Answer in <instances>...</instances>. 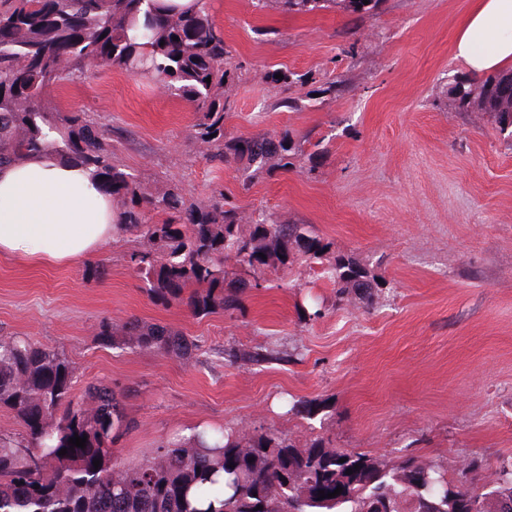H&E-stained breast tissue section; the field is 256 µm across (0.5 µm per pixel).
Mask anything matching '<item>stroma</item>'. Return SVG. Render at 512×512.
I'll return each instance as SVG.
<instances>
[{
  "label": "stroma",
  "instance_id": "obj_1",
  "mask_svg": "<svg viewBox=\"0 0 512 512\" xmlns=\"http://www.w3.org/2000/svg\"><path fill=\"white\" fill-rule=\"evenodd\" d=\"M472 0H381L359 18L342 5L288 13L257 0H209L225 60L231 136L290 130L323 139L315 176L278 171L239 189L192 141L196 114L163 84L101 70L54 90L61 112L82 111L106 130L114 161L143 192L178 185L193 201L223 193L244 212L273 211L315 225L332 251L355 257L386 287L371 306L336 303L305 265L249 292L246 312L197 320L151 302L127 266L134 239L65 265L0 256V335L62 349L72 394L97 378L127 387L137 429L114 457L139 461L190 427H268L297 445L323 438L394 462H439L462 480L472 457L493 477L512 460V145L492 118L457 112L446 89L465 69L452 43ZM287 69L304 83L282 89ZM338 79L333 97L324 82ZM297 99V109L282 106ZM106 259L98 281L86 265ZM320 298L329 314L300 307ZM170 324L200 345L189 358L122 355L99 343L101 320ZM274 350L255 365L242 353ZM302 400L312 414L289 412Z\"/></svg>",
  "mask_w": 512,
  "mask_h": 512
}]
</instances>
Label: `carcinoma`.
<instances>
[{
  "mask_svg": "<svg viewBox=\"0 0 512 512\" xmlns=\"http://www.w3.org/2000/svg\"><path fill=\"white\" fill-rule=\"evenodd\" d=\"M271 2L297 14L336 4ZM345 2L362 18L381 0ZM225 54L208 0L180 13L164 10L161 0H0V165L47 155L87 171L119 211L115 235L141 243L127 263L155 304H177L198 319L232 317L245 311L247 290L266 287V272L299 261L317 266L338 302L356 295L372 304L377 283L354 258L330 252L314 225L265 214L246 226L222 194L201 202L187 201L176 187L146 194L114 164L105 130L49 103L58 85L98 67L149 75L191 104L198 114L194 140L209 160L241 166L244 187L259 173L286 171L313 156L309 146L321 150V142L286 130L227 136L224 87L238 74ZM448 97L458 112L490 114L512 140V72L463 76ZM97 336L120 351L178 357L198 351L196 339L181 330L136 316L101 322ZM72 385L64 351L0 336V408L22 427L16 436H0V512H373L378 497L390 512H487L493 500L512 502V463L501 465L491 482L458 486L433 462L406 457L390 467L328 441L300 448L264 427L214 429L209 441L176 437L142 461L118 460L112 447L138 426L126 412L127 391L92 379L75 401ZM76 435L87 437L86 447L71 448ZM338 487L341 494L318 498Z\"/></svg>",
  "mask_w": 512,
  "mask_h": 512,
  "instance_id": "1",
  "label": "carcinoma"
}]
</instances>
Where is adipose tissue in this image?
<instances>
[{"label": "adipose tissue", "mask_w": 512, "mask_h": 512, "mask_svg": "<svg viewBox=\"0 0 512 512\" xmlns=\"http://www.w3.org/2000/svg\"><path fill=\"white\" fill-rule=\"evenodd\" d=\"M452 51L476 76L512 67V0H476ZM111 199L81 168L41 156L0 168V255L64 264L113 240Z\"/></svg>", "instance_id": "obj_1"}]
</instances>
